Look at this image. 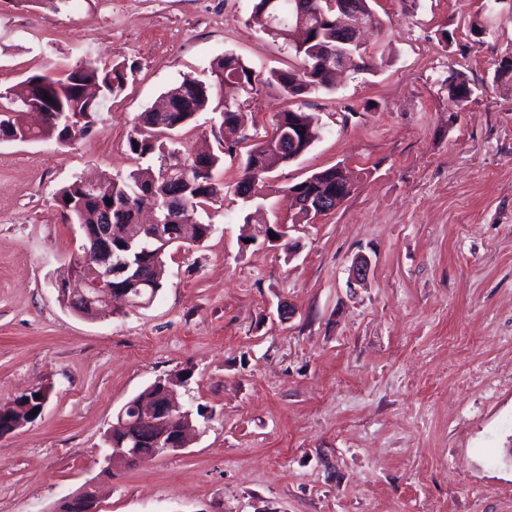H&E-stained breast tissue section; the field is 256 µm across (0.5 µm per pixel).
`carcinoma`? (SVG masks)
Wrapping results in <instances>:
<instances>
[{
  "mask_svg": "<svg viewBox=\"0 0 512 512\" xmlns=\"http://www.w3.org/2000/svg\"><path fill=\"white\" fill-rule=\"evenodd\" d=\"M289 0H256L248 23L262 32H267L265 19L274 10L288 15ZM319 15L311 20L316 33L309 34L303 43L294 48L300 58L297 67L288 71L272 70L262 76L249 67L241 57L227 52L210 63V75L204 79L189 78L169 89L165 99L168 109L161 115L148 110L141 114L129 137V148L138 158H148L152 163L132 171L128 178H112L98 182L97 192L91 199H85L82 182L74 181L56 193L58 206L68 213L76 224H101L105 222L104 210L112 208V265L125 259L145 262L153 268L151 279L140 285L132 283L127 287L132 293L149 289L153 293L163 287L165 281L164 255L148 245L140 219L143 211H153L170 227L176 245L191 246L203 242L207 236L208 224H179L169 221L176 208L195 209L223 197L224 184L215 179L214 171L224 163V156L235 157L242 145H247L242 162V174L236 183V193L245 198L248 193L259 195L261 189L276 168L286 163L277 144L267 136L249 137L239 131L238 112L253 93L263 86L275 87L286 98L292 99L318 89L332 86L334 74L326 67L321 55L322 41L318 36L336 31L329 27L326 19L334 18L329 0H315ZM134 65L117 61L102 67L88 60L55 75L36 74L0 91V114L19 134H28L30 141H42L49 136L59 145H66L68 127L55 130L41 126L42 119L32 112L30 87L39 85V93L52 99L48 106L63 112L79 114L84 118L79 134L84 136L97 124L101 112L99 100L112 99L122 93ZM96 89V96L84 95L86 87ZM201 112L219 114V120L211 126L218 152L202 157L192 155L173 137L177 131L194 120ZM272 128L282 130L281 137L288 140V134L297 136V150H308L319 136V125L314 115L300 110L288 109L274 116ZM332 169L316 172L288 188L293 192L301 190L315 202H321L336 193V179L330 176ZM112 200L107 205L106 200ZM140 445L152 459L150 450L155 437L154 425L147 421L138 426Z\"/></svg>",
  "mask_w": 512,
  "mask_h": 512,
  "instance_id": "obj_1",
  "label": "carcinoma"
}]
</instances>
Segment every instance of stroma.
I'll use <instances>...</instances> for the list:
<instances>
[{
	"mask_svg": "<svg viewBox=\"0 0 512 512\" xmlns=\"http://www.w3.org/2000/svg\"><path fill=\"white\" fill-rule=\"evenodd\" d=\"M254 0H0V89L90 59L135 74L68 146L0 142V406L47 403L0 437V512H512V0H372L371 68L298 99L260 88L265 133L288 108L318 138L247 205L239 158L198 246L172 248L150 306L96 319L58 299L85 244L56 192L126 178L141 112L231 51L268 73L299 62L250 26ZM475 93L458 106L447 80ZM346 165L334 211L298 220L289 186ZM284 224L294 255L271 246ZM367 256L364 285L350 268ZM181 371L187 448L108 468L119 409Z\"/></svg>",
	"mask_w": 512,
	"mask_h": 512,
	"instance_id": "35a3bbf8",
	"label": "stroma"
}]
</instances>
